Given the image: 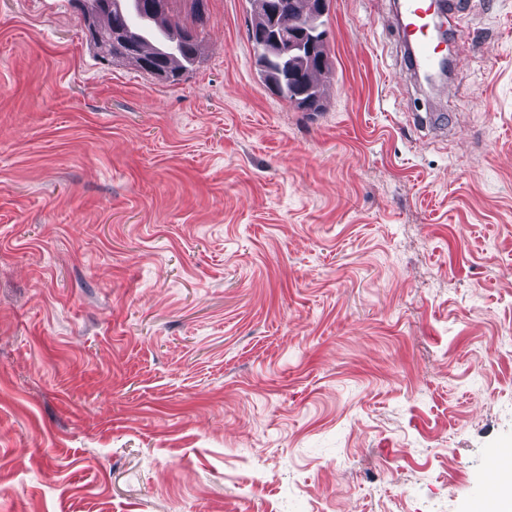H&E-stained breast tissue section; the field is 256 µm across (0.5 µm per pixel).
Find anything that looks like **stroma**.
<instances>
[{"label": "stroma", "mask_w": 512, "mask_h": 512, "mask_svg": "<svg viewBox=\"0 0 512 512\" xmlns=\"http://www.w3.org/2000/svg\"><path fill=\"white\" fill-rule=\"evenodd\" d=\"M330 0L334 88L261 82L206 0L176 84L76 0H0V512H476L512 449V0L419 93ZM105 53L113 60L134 56L138 53L137 41L124 29H113L104 45Z\"/></svg>", "instance_id": "stroma-1"}]
</instances>
